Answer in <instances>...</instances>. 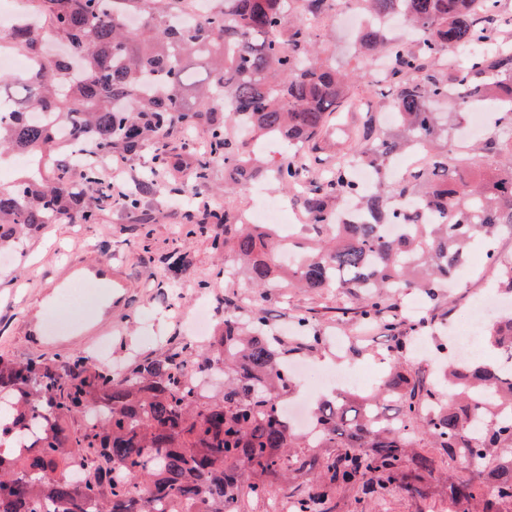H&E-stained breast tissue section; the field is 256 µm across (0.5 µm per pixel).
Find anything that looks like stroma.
<instances>
[{
	"label": "stroma",
	"instance_id": "stroma-1",
	"mask_svg": "<svg viewBox=\"0 0 512 512\" xmlns=\"http://www.w3.org/2000/svg\"><path fill=\"white\" fill-rule=\"evenodd\" d=\"M318 32L323 57L348 69L360 67L361 60L345 25H322ZM192 172L189 165L160 171L165 192L147 198L139 209L104 205L88 223L64 220L27 235L17 246L13 262L0 264V353L27 360L91 352L97 337L76 334L50 342L28 335L27 326L53 317H65L71 325H81L82 315L62 302L47 303L45 294L67 263L108 260L125 279L124 287L117 289L112 299L114 329L107 359L113 367L124 366L133 353L155 357L179 346L185 338L188 317L197 303L204 301L217 323L223 322L225 315L242 318L253 308H262L276 334L287 341L298 318H309L327 342L318 349L297 351L295 360L334 369L373 368L379 354L387 350L386 333L380 326H365L341 317V309L355 305L344 291L269 288L262 292L222 277L221 271L231 264V256L217 255L209 236L191 233L188 217L204 209L245 214L259 206L261 199L244 189H225L224 165L219 161L210 168L211 191L201 198L187 199L180 186ZM173 254L183 261L175 272L167 268V259ZM473 257L479 264L475 274L461 278L452 294L442 298L438 309L429 315L434 339L447 337L449 325L483 294L487 282L497 278L484 247H476ZM430 487L431 493L425 497L391 490L383 497L370 499L369 510L448 512L447 475L431 480Z\"/></svg>",
	"mask_w": 512,
	"mask_h": 512
}]
</instances>
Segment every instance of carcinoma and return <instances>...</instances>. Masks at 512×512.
I'll list each match as a JSON object with an SVG mask.
<instances>
[{
	"instance_id": "carcinoma-1",
	"label": "carcinoma",
	"mask_w": 512,
	"mask_h": 512,
	"mask_svg": "<svg viewBox=\"0 0 512 512\" xmlns=\"http://www.w3.org/2000/svg\"><path fill=\"white\" fill-rule=\"evenodd\" d=\"M29 2L33 26H17L0 41V53L35 59L23 77L0 73V103L11 104L0 111V164L21 153L33 160L18 182L0 187V248L74 215L91 219L96 203L112 202L95 156L150 145L155 171L121 197L122 207L138 208L162 191L157 170L177 164L163 137L176 128L199 131L206 150L187 186L192 194L210 191L215 160L224 162L229 185L269 175L302 194L318 237L313 246L295 237L288 244L294 260L285 265L276 225L208 210L194 227L212 229L213 249L235 253L255 288L285 281L351 294L356 306L342 315L384 325L393 344L380 394L318 402L313 456L309 438L280 409L297 388L288 373L292 351L260 308L246 320L224 318L205 345L136 356L119 372L84 353L0 355V421L18 437L39 423L35 436L15 442V453H0V512H135L143 487L151 512H224L245 494L259 500L285 488L292 512H336L337 493L355 486L372 496L394 488L422 496L446 458L476 464L448 479V512L512 505V370L486 363L462 376L450 363L444 377L462 380V389L444 400L405 361L425 324L389 315L385 303L404 290L437 299L476 243L512 234V136L475 143L473 154L484 159L478 170L453 164L450 141L468 114L433 108L450 93L466 105H512V50L493 46L502 19L512 17L505 0H484L479 15L469 0H349L364 13L401 14L408 39L379 28L358 36L364 62L388 55L383 80L314 58L317 34L294 18V5L319 16L340 0H219L198 20L173 26L165 20L177 0ZM285 28L287 39L268 37ZM49 41L66 43L69 56L48 53ZM452 48L468 50L458 64L448 59ZM191 55L210 59L206 80L188 83ZM361 84L397 114L393 130L371 112L356 128L354 159L371 169L374 186L357 184L352 165L339 159L306 185L329 116L350 108ZM189 86L203 107L186 105ZM242 119L302 156L261 168L247 142L228 132ZM421 145L430 150L429 166L391 176L394 157ZM73 167L82 169L77 184ZM335 200L351 201L362 221H333ZM488 258L499 270L497 287L511 294L512 259ZM489 339L512 363V317L490 329ZM217 370L230 375L224 392H197L194 377ZM390 391L399 394L395 410L386 403Z\"/></svg>"
}]
</instances>
